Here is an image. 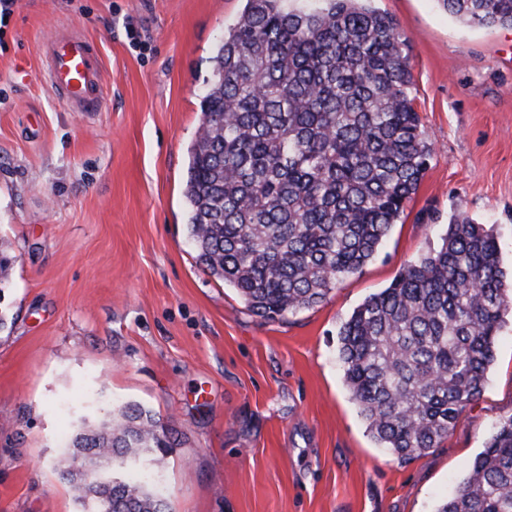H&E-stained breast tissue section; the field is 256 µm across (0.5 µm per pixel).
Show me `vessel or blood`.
<instances>
[{"mask_svg":"<svg viewBox=\"0 0 512 512\" xmlns=\"http://www.w3.org/2000/svg\"><path fill=\"white\" fill-rule=\"evenodd\" d=\"M47 83L54 96L77 112L100 111L104 102L102 60L98 44L68 32L46 45Z\"/></svg>","mask_w":512,"mask_h":512,"instance_id":"1","label":"vessel or blood"}]
</instances>
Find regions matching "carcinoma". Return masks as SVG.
Masks as SVG:
<instances>
[{
  "label": "carcinoma",
  "mask_w": 512,
  "mask_h": 512,
  "mask_svg": "<svg viewBox=\"0 0 512 512\" xmlns=\"http://www.w3.org/2000/svg\"><path fill=\"white\" fill-rule=\"evenodd\" d=\"M246 0L201 99L183 196L188 242L211 277L274 320L311 308L379 251L432 156L409 48L371 0ZM456 19L512 28V0H437ZM512 278L494 233L461 217L341 324L343 377L373 437L405 461L437 446L482 393ZM73 448L119 462L86 512H170L125 466L172 447L150 411L81 428ZM435 512H512V416L496 424Z\"/></svg>",
  "instance_id": "1"
}]
</instances>
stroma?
<instances>
[{"instance_id": "obj_1", "label": "stroma", "mask_w": 512, "mask_h": 512, "mask_svg": "<svg viewBox=\"0 0 512 512\" xmlns=\"http://www.w3.org/2000/svg\"><path fill=\"white\" fill-rule=\"evenodd\" d=\"M373 5L409 41L433 154L377 256L268 321L197 263L182 194L210 57L243 0H17L0 31V512H81L57 462L127 404L175 442L148 466L171 512H435L512 416V310L481 396L422 455L380 448L344 382L339 327L452 219L492 229L512 268V29L436 0ZM62 29L101 47V111L45 84Z\"/></svg>"}]
</instances>
